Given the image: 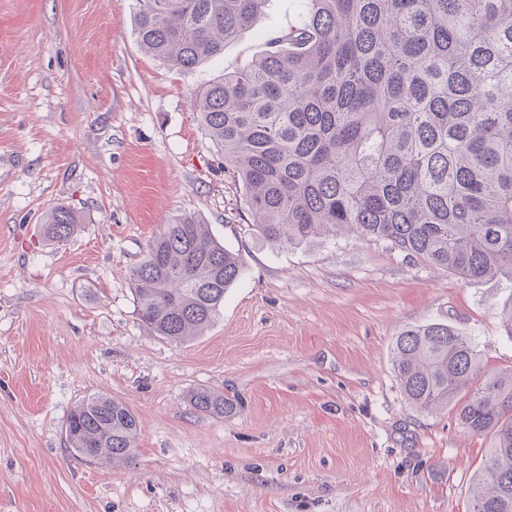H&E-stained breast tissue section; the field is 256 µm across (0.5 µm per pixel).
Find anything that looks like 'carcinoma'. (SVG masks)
Masks as SVG:
<instances>
[{
  "instance_id": "obj_1",
  "label": "carcinoma",
  "mask_w": 512,
  "mask_h": 512,
  "mask_svg": "<svg viewBox=\"0 0 512 512\" xmlns=\"http://www.w3.org/2000/svg\"><path fill=\"white\" fill-rule=\"evenodd\" d=\"M137 3L139 47L191 70L222 55L267 0ZM271 45L195 97L264 241L353 233L464 279H512V0H299ZM80 223L57 206L43 232L59 242ZM240 273L239 255L197 219L165 224L129 276L139 320L170 342L197 336ZM393 364L411 404L454 403L463 432L492 436L470 512H512V369L461 396L477 351L441 322L403 330ZM188 403L212 417L237 410L214 390ZM137 432L134 413L107 396L65 422L75 455L112 464L130 459Z\"/></svg>"
}]
</instances>
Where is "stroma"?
I'll list each match as a JSON object with an SVG mask.
<instances>
[{
  "label": "stroma",
  "instance_id": "obj_1",
  "mask_svg": "<svg viewBox=\"0 0 512 512\" xmlns=\"http://www.w3.org/2000/svg\"><path fill=\"white\" fill-rule=\"evenodd\" d=\"M135 13L0 0V512H469L492 438L411 405L392 347L404 327L447 323L475 343L482 385L512 368V281H466L353 234L270 247L193 100L265 53L296 0H268L188 72L140 49ZM57 205L82 222L51 242ZM184 216L242 274L215 322L176 344L139 321L129 275ZM201 388L236 413L195 412ZM96 395L139 422L123 465L67 444L68 414Z\"/></svg>",
  "mask_w": 512,
  "mask_h": 512
}]
</instances>
